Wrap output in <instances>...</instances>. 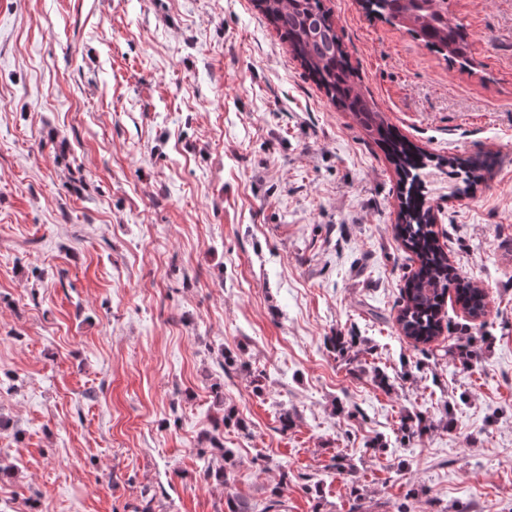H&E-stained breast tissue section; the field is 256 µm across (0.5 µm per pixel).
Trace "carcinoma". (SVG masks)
<instances>
[{
	"label": "carcinoma",
	"mask_w": 512,
	"mask_h": 512,
	"mask_svg": "<svg viewBox=\"0 0 512 512\" xmlns=\"http://www.w3.org/2000/svg\"><path fill=\"white\" fill-rule=\"evenodd\" d=\"M363 8L367 15L388 21L405 18L409 21L405 30L427 48L450 62L469 61L467 33L462 23L448 17V0H364ZM262 12L336 108L354 113L363 126L378 136L400 176V194L404 200L400 222L393 225V232L418 262L402 288V305L396 317L403 336L417 346H426L438 338L443 328L442 307L450 292L470 317L484 316V289L456 272L448 252L440 244L421 170L432 162L441 169L448 168V176L457 184V191L465 194L483 180L489 160L453 156L435 159L399 139L356 90L348 52L324 0H262ZM428 427L423 415L414 414L402 418L400 430L410 439L423 434ZM199 455L207 461L217 457L222 460L218 466H204L200 473L203 481L226 487L233 483V471L223 465L231 453L219 436L212 435L210 447L199 449ZM288 479V472L280 474L263 512H279V492ZM224 512H254V508L247 499L228 495Z\"/></svg>",
	"instance_id": "obj_1"
}]
</instances>
